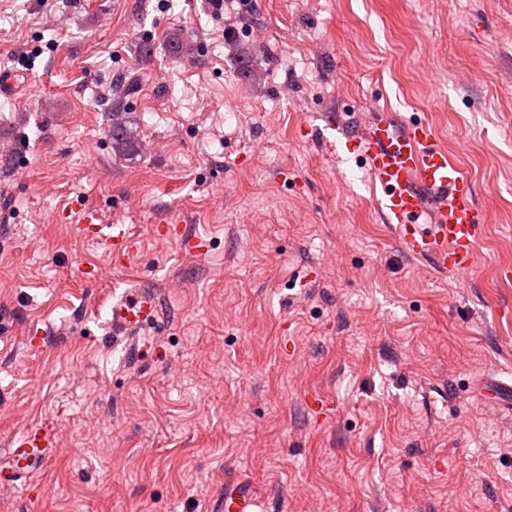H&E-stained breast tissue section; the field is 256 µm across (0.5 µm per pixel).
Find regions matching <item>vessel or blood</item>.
Here are the masks:
<instances>
[{"label": "vessel or blood", "instance_id": "vessel-or-blood-1", "mask_svg": "<svg viewBox=\"0 0 512 512\" xmlns=\"http://www.w3.org/2000/svg\"><path fill=\"white\" fill-rule=\"evenodd\" d=\"M330 155L351 152L366 164L381 197L378 204L394 224L400 247L410 255L430 259L442 270L465 271L476 263L479 235L471 182L436 144L431 126L401 123L391 115L375 116L360 136L347 140L325 138ZM80 235L104 241L110 249L128 252L132 238L118 226L103 223L99 213L83 208ZM157 236L176 241L183 251L202 254L204 243L187 233L179 219L156 225ZM161 314L156 289L139 287L110 303L106 326L110 334L130 340L151 329ZM470 392L479 401L499 408L512 396V385L483 377ZM57 445L52 426L33 422L10 436L9 471L12 482H24L47 470ZM224 512H266L261 494L245 482L226 485Z\"/></svg>", "mask_w": 512, "mask_h": 512}]
</instances>
